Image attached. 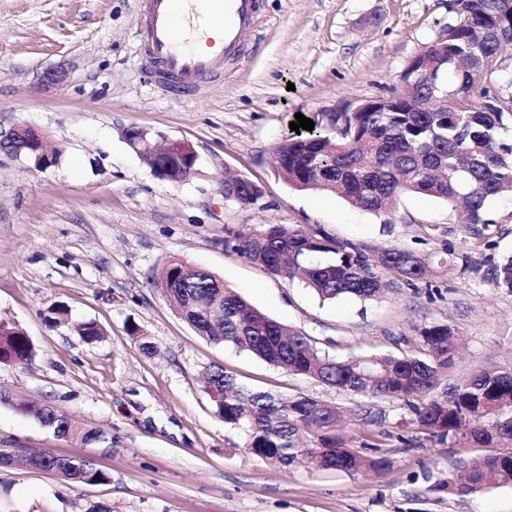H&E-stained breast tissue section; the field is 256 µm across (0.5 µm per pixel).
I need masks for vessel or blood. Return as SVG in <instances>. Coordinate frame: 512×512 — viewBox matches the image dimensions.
I'll return each mask as SVG.
<instances>
[{
	"label": "vessel or blood",
	"mask_w": 512,
	"mask_h": 512,
	"mask_svg": "<svg viewBox=\"0 0 512 512\" xmlns=\"http://www.w3.org/2000/svg\"><path fill=\"white\" fill-rule=\"evenodd\" d=\"M185 8L187 30L178 34L173 18ZM261 0H141L139 24L144 57L161 86L191 95L203 78L222 74L224 64L242 53L254 36ZM216 28L207 50L197 38Z\"/></svg>",
	"instance_id": "1"
}]
</instances>
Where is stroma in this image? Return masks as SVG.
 Masks as SVG:
<instances>
[{
  "label": "stroma",
  "mask_w": 512,
  "mask_h": 512,
  "mask_svg": "<svg viewBox=\"0 0 512 512\" xmlns=\"http://www.w3.org/2000/svg\"><path fill=\"white\" fill-rule=\"evenodd\" d=\"M139 0H0V121L40 129L60 149L46 170L0 154V319L17 324L35 355L0 363V454L83 456L109 472L86 484L21 466L0 468V512H512V487L464 497L437 491L472 448L397 439L407 412L381 399L390 460L350 474L276 467L225 425L202 376L213 366L253 389L363 403L199 336L155 284L182 261L205 268L268 316L304 331L333 357L410 354L420 331L451 324L461 378L512 353V292L459 269L398 284L378 301L320 302L303 284L224 248L225 225L312 224L366 251L399 246L428 256L451 244L482 266L512 253V201H497L488 247L473 250L444 201L405 193L391 219L331 192L279 177L273 150L296 115L348 111L386 95L408 62L453 18L448 0H263L247 53L203 93L162 90L141 53ZM64 84L42 82L51 68ZM137 126L191 144L184 183L156 178L126 143ZM232 170L263 188L253 205L224 197ZM68 310L56 326L48 311ZM96 322L88 342L77 326ZM156 345L144 353L131 335ZM48 404L104 442L60 437L21 405Z\"/></svg>",
  "instance_id": "35a3bbf8"
}]
</instances>
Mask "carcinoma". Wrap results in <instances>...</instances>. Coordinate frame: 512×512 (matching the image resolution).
Here are the masks:
<instances>
[{"mask_svg":"<svg viewBox=\"0 0 512 512\" xmlns=\"http://www.w3.org/2000/svg\"><path fill=\"white\" fill-rule=\"evenodd\" d=\"M463 26L430 43L435 96L453 95L446 112L424 107L425 73L411 69L407 90L390 88L387 112H320L316 130L275 147L277 173L300 190L337 193L375 214H394L398 198L417 193L466 213L464 225L481 243L496 224L492 201L512 198V0H452ZM224 249L275 275L300 277L323 301L374 300L399 282L409 285L452 264L479 273L472 257L445 244L434 255L389 247L369 255L308 224H265L260 230L224 225ZM484 277L512 292V255L491 264ZM160 279L174 311L200 336L229 344L291 376L314 379L354 394L403 402L414 426L438 442L488 448L460 459L438 489L463 497L492 486H512V358L495 369L461 379L441 396L432 392L454 365L458 341L447 324L422 329V351L338 360L322 353L303 332L261 312L209 271L183 262L168 264ZM35 354L23 329L0 320V363H24ZM206 388L224 424L239 431L252 455L279 467L296 463L349 473L379 472L390 461L379 454L385 434L363 433L360 448L337 430L342 408L312 397L249 388L221 367L205 372ZM21 411L60 436L75 430L85 444L104 440L47 405ZM362 426L383 420L374 406L353 410ZM41 459L64 480L98 484L110 475L83 457L39 452L11 458L12 465Z\"/></svg>","mask_w":512,"mask_h":512,"instance_id":"1","label":"carcinoma"}]
</instances>
